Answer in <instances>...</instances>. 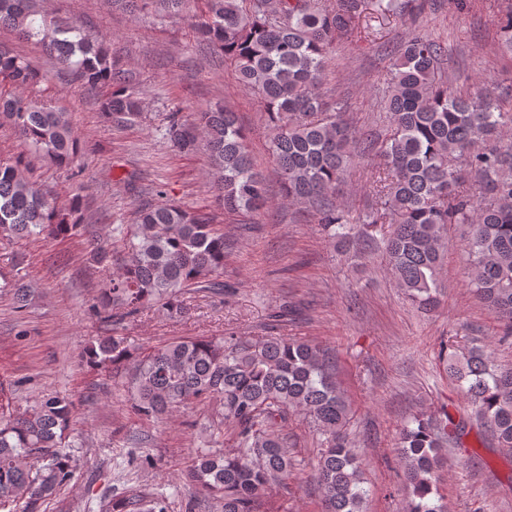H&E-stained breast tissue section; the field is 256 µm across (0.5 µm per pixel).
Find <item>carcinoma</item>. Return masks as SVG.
<instances>
[{"mask_svg":"<svg viewBox=\"0 0 512 512\" xmlns=\"http://www.w3.org/2000/svg\"><path fill=\"white\" fill-rule=\"evenodd\" d=\"M115 11L160 19L192 15L199 41L224 54L237 80L257 94L271 125L269 153L281 173V199L301 203L333 241L361 246L366 229L382 234L389 271L418 309L440 305L439 272L448 251V225L464 227L468 286L501 321L499 343L512 346V108L474 99L438 75L443 43L412 34L392 51L383 134L357 139L345 114L324 102L329 52L351 38L371 10L396 16L407 0H109ZM0 27H8L55 56L77 81L108 89L100 102L115 127L136 125L142 107L136 78L100 35L48 18L36 0H0ZM500 52L512 59V9L502 17ZM47 80L30 60L0 46V118L17 131V151L0 157V238L81 234L82 206H60L26 176L38 153L79 181L85 147L68 113L45 108L18 91ZM163 137L183 151L204 139L224 210L249 214L269 206L265 178L251 157L236 113L216 106L187 119L168 115ZM374 154L375 202L363 229L348 223L336 193L356 159ZM127 252L96 307L99 322L116 325L158 306L171 317L189 289L213 288L224 274V232L208 216L171 203L138 206L136 224L123 226ZM89 261L109 267L112 255L93 245ZM448 375L472 402L475 419L498 447L512 451V367L492 360L468 336L448 339L441 352ZM89 367H129L130 408L159 420L190 403H216L232 430L226 448L203 431L188 478L220 512H275L271 485L288 479L294 460L284 429L288 415H304L322 437L315 467L321 512H363L369 489L344 428L349 405L326 350L286 336L180 338L133 354L121 336H103L85 350ZM73 403L55 394L17 414L0 413V512H45L75 476L78 458L69 440ZM465 420L448 414L411 417L399 433L398 458L411 496L408 512H445L435 481L444 447L465 435ZM105 512H168L162 492L106 499Z\"/></svg>","mask_w":512,"mask_h":512,"instance_id":"carcinoma-1","label":"carcinoma"}]
</instances>
